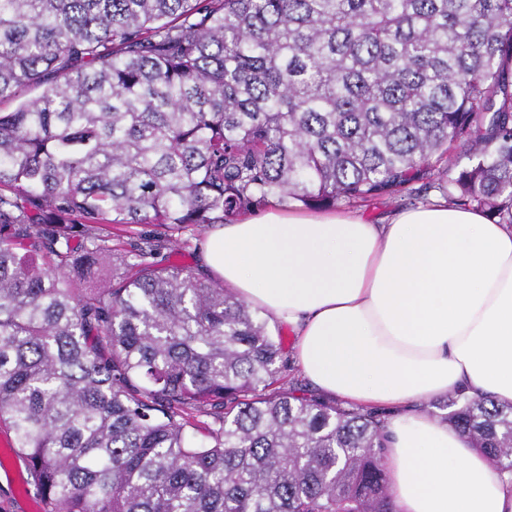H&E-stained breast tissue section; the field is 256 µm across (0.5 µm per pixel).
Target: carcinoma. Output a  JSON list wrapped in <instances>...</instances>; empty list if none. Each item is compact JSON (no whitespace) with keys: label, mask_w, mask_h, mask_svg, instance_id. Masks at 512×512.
Segmentation results:
<instances>
[{"label":"carcinoma","mask_w":512,"mask_h":512,"mask_svg":"<svg viewBox=\"0 0 512 512\" xmlns=\"http://www.w3.org/2000/svg\"><path fill=\"white\" fill-rule=\"evenodd\" d=\"M2 100L0 423L47 512H395L386 412L295 395L261 310L156 258L432 171L512 224V0H0ZM447 405L512 475V405Z\"/></svg>","instance_id":"obj_1"}]
</instances>
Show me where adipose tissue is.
Returning <instances> with one entry per match:
<instances>
[{
  "label": "adipose tissue",
  "instance_id": "1",
  "mask_svg": "<svg viewBox=\"0 0 512 512\" xmlns=\"http://www.w3.org/2000/svg\"><path fill=\"white\" fill-rule=\"evenodd\" d=\"M212 277L297 332L321 392L385 409L396 512H512V478L418 411L448 393L512 404V224L444 196L380 222L275 204L212 229Z\"/></svg>",
  "mask_w": 512,
  "mask_h": 512
}]
</instances>
